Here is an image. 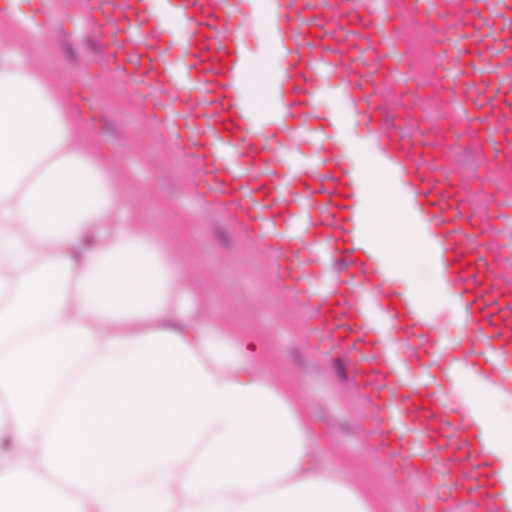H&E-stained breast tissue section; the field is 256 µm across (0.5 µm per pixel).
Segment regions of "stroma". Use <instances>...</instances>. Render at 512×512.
<instances>
[{
    "mask_svg": "<svg viewBox=\"0 0 512 512\" xmlns=\"http://www.w3.org/2000/svg\"><path fill=\"white\" fill-rule=\"evenodd\" d=\"M48 9L58 25L48 31L53 52L45 66L61 88L86 86L105 102L106 112H85L81 118L95 147L111 154L133 219L193 240L189 261L195 295L210 311L232 320L266 353L277 376L287 379L310 427L326 440L327 462L349 466L380 512H418L424 480L403 484L393 477L384 448L364 431L373 406L346 384L338 366L309 346L302 312L270 276L267 259L230 213L212 209L195 195L194 171L175 158L169 139L152 126L138 96L127 85L105 80L84 0H49ZM250 52L257 66L246 79V90L261 124L274 108L268 87L280 53L262 40L252 43ZM378 199L375 193L365 196L370 221L383 224L378 236L395 268L397 286L437 300L442 291L427 244L416 235L407 214L380 208ZM450 389L464 405L512 424V396L497 401L473 390L468 366H453Z\"/></svg>",
    "mask_w": 512,
    "mask_h": 512,
    "instance_id": "obj_1",
    "label": "stroma"
}]
</instances>
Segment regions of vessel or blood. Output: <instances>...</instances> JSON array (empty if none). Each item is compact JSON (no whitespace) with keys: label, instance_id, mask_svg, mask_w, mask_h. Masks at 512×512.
I'll return each instance as SVG.
<instances>
[{"label":"vessel or blood","instance_id":"obj_1","mask_svg":"<svg viewBox=\"0 0 512 512\" xmlns=\"http://www.w3.org/2000/svg\"><path fill=\"white\" fill-rule=\"evenodd\" d=\"M88 4L113 79L144 97L150 120L196 168L199 194L232 208L243 234L268 255L278 286L305 309L316 349L351 366L396 473L426 471L421 512H447L453 499L512 512L489 437L459 427L463 406L436 380L462 358L512 395V282L493 278L486 262L489 248L512 253V212L475 209L437 138L389 123L384 95L392 77L416 74L400 25L408 14L437 34L435 92L464 111L466 133L489 158L511 168L512 0H497L492 11L485 0H386L379 11L372 0H259L265 38L285 54L269 94L291 124L277 136L257 126L245 93L256 62L236 0ZM175 42L186 60L180 71L167 60ZM331 79L346 107L340 120L376 144L366 162L339 161L327 145L336 120L318 105ZM298 139L310 150L293 163ZM373 180L413 215L429 244L439 283L455 299L454 345L443 342L421 301L392 286L364 208ZM384 325L411 348L410 359L387 343Z\"/></svg>","mask_w":512,"mask_h":512}]
</instances>
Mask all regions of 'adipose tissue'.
I'll return each mask as SVG.
<instances>
[{
	"label": "adipose tissue",
	"mask_w": 512,
	"mask_h": 512,
	"mask_svg": "<svg viewBox=\"0 0 512 512\" xmlns=\"http://www.w3.org/2000/svg\"><path fill=\"white\" fill-rule=\"evenodd\" d=\"M1 27L0 512H377Z\"/></svg>",
	"instance_id": "adipose-tissue-1"
}]
</instances>
